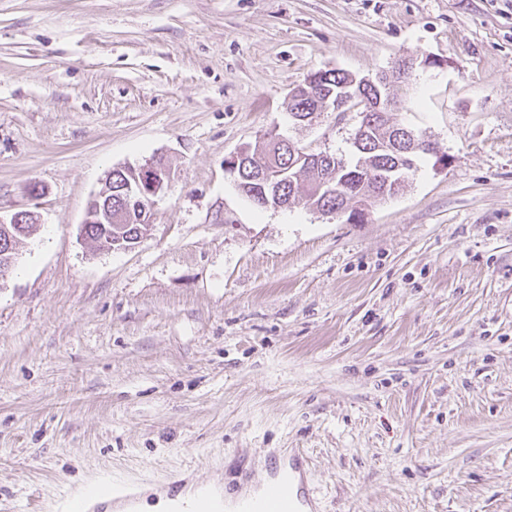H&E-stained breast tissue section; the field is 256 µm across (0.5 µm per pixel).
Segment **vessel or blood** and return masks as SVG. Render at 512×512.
I'll list each match as a JSON object with an SVG mask.
<instances>
[{
	"label": "vessel or blood",
	"instance_id": "vessel-or-blood-1",
	"mask_svg": "<svg viewBox=\"0 0 512 512\" xmlns=\"http://www.w3.org/2000/svg\"><path fill=\"white\" fill-rule=\"evenodd\" d=\"M268 477L262 492L240 500L233 512H318V502L308 482V460L301 449L271 453L266 459ZM223 492L200 488L190 501L174 500L170 512H223ZM109 500L117 512H139L142 494L137 487L111 489Z\"/></svg>",
	"mask_w": 512,
	"mask_h": 512
}]
</instances>
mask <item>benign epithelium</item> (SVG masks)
Listing matches in <instances>:
<instances>
[{
    "label": "benign epithelium",
    "instance_id": "benign-epithelium-1",
    "mask_svg": "<svg viewBox=\"0 0 512 512\" xmlns=\"http://www.w3.org/2000/svg\"><path fill=\"white\" fill-rule=\"evenodd\" d=\"M246 166L252 169L253 178L261 187L262 195H267L272 188L269 166L252 164L246 155L239 151L225 160V167L231 171ZM123 171L127 174V179L122 184V212H136L138 223H151L150 204L152 198L161 194L168 185L171 178L169 167L164 162L154 159L137 167H125ZM110 223H112V174L109 173L104 180V187L88 201L83 226L79 227V237L85 242L88 241L85 229L87 224Z\"/></svg>",
    "mask_w": 512,
    "mask_h": 512
}]
</instances>
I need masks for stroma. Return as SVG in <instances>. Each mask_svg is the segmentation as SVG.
Here are the masks:
<instances>
[{"label":"stroma","instance_id":"1","mask_svg":"<svg viewBox=\"0 0 512 512\" xmlns=\"http://www.w3.org/2000/svg\"><path fill=\"white\" fill-rule=\"evenodd\" d=\"M428 59L431 136L360 219L259 208L224 161L311 72ZM171 170L130 250H92L116 167ZM40 194H32V185ZM0 512L110 484L260 485L300 448L319 512H512V0H0ZM35 213L31 211H18L14 214H12L9 218V220H4L2 217H0V238L2 234H4V224L9 225V229L15 234V237L17 240H15V246L17 247L24 239H26L28 236L32 234V232L35 230L34 220H35ZM18 224H22V226L17 230L20 231V229H26V233L21 234L19 232H16V226Z\"/></svg>","mask_w":512,"mask_h":512}]
</instances>
